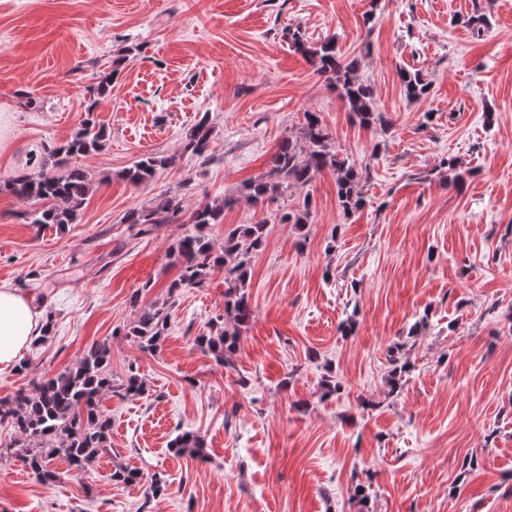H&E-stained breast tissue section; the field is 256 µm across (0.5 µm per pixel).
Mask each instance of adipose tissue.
I'll return each instance as SVG.
<instances>
[{
    "mask_svg": "<svg viewBox=\"0 0 512 512\" xmlns=\"http://www.w3.org/2000/svg\"><path fill=\"white\" fill-rule=\"evenodd\" d=\"M40 313L31 293L0 286V369L15 365L38 335Z\"/></svg>",
    "mask_w": 512,
    "mask_h": 512,
    "instance_id": "ef3b65f1",
    "label": "adipose tissue"
}]
</instances>
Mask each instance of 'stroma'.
<instances>
[{"label":"stroma","mask_w":512,"mask_h":512,"mask_svg":"<svg viewBox=\"0 0 512 512\" xmlns=\"http://www.w3.org/2000/svg\"><path fill=\"white\" fill-rule=\"evenodd\" d=\"M474 13L482 30L464 24ZM295 25L357 60L385 129L349 120L292 47ZM402 68L430 82L426 100L404 96ZM91 104L106 138L78 161L92 190L76 223H25L31 203L0 193V285L35 293L54 323L25 371L0 369V399L108 343L110 450L79 473L56 458L64 477L44 485L0 426V512H512V0H0V181L39 172ZM309 110L368 167L367 203L344 213L325 171L210 226L220 245L226 229L270 221L252 320L231 366L216 365L193 341L224 314L223 271L170 292L183 225L139 235L124 217L237 195ZM202 120L205 160L182 150ZM147 153L175 163L132 186L124 173ZM447 159L470 171L463 188ZM306 196L311 224L275 223ZM153 303L168 330L144 352L124 330ZM397 345L409 369L393 388ZM133 367L146 390L128 396ZM329 376L342 389L326 398ZM182 431L201 436L204 460L169 448ZM116 463L163 474L167 492L113 483Z\"/></svg>","instance_id":"35a3bbf8"}]
</instances>
